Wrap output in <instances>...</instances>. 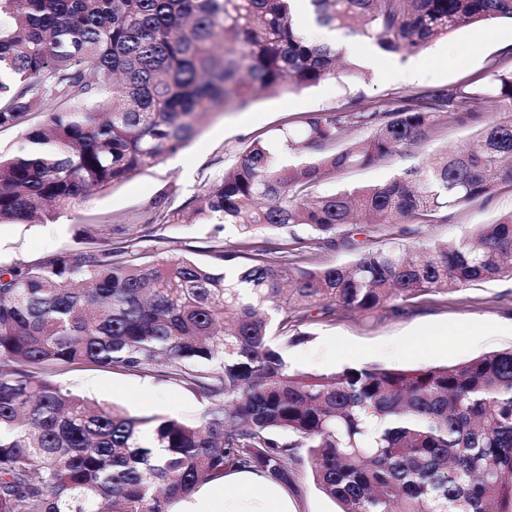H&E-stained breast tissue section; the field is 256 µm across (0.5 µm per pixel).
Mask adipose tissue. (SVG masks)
Returning a JSON list of instances; mask_svg holds the SVG:
<instances>
[{
	"mask_svg": "<svg viewBox=\"0 0 512 512\" xmlns=\"http://www.w3.org/2000/svg\"><path fill=\"white\" fill-rule=\"evenodd\" d=\"M223 490L209 488L189 501L181 512H295L288 490L263 474L252 471H234L224 477Z\"/></svg>",
	"mask_w": 512,
	"mask_h": 512,
	"instance_id": "adipose-tissue-1",
	"label": "adipose tissue"
}]
</instances>
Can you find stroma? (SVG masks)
I'll return each mask as SVG.
<instances>
[{
    "label": "stroma",
    "instance_id": "35a3bbf8",
    "mask_svg": "<svg viewBox=\"0 0 512 512\" xmlns=\"http://www.w3.org/2000/svg\"><path fill=\"white\" fill-rule=\"evenodd\" d=\"M357 76L327 80L301 91L258 98L249 108L206 117L199 135L178 152L104 191H91L79 204L58 209L49 224H0V268L34 264L59 253L80 250L87 233L118 240L137 232L150 258L211 260L216 247L241 248L231 224H159L153 203L166 197L170 209L198 207L203 185L220 176L251 141L273 137L304 112H327L349 105L365 107L386 95L438 92L464 77L489 90L493 66L512 67V22L496 20L466 26L430 47L411 53H376L359 44ZM473 123L444 124L430 141L366 168L338 174L319 186L322 194L380 183L418 166L429 154L473 137ZM512 209V191L461 209L448 223L431 227L432 238L448 241L475 224L491 222ZM308 339L289 348L293 368L331 373L353 364L361 351L367 365L417 368L457 364L512 346V280L472 286L448 295L424 294L369 316L340 311L335 321L304 325ZM52 379L100 403H117L138 415L189 418L204 408L188 385L153 372L133 374L88 364L52 369Z\"/></svg>",
    "mask_w": 512,
    "mask_h": 512
}]
</instances>
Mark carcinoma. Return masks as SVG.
<instances>
[{
	"mask_svg": "<svg viewBox=\"0 0 512 512\" xmlns=\"http://www.w3.org/2000/svg\"><path fill=\"white\" fill-rule=\"evenodd\" d=\"M298 0H0V128L63 103L0 154V223L49 224L50 205L106 190L186 146L211 112L335 79L345 52L298 26ZM320 26L413 53L463 25L512 20V0H303ZM448 92L306 112L244 147L204 204L164 223L217 221L291 234L214 263L149 260L137 237L93 234L79 253L0 269V512H172L238 470L297 486L307 449L340 512H512V347L458 364L291 367L299 328L425 292L512 280V209L440 244L426 227L512 188V68ZM478 133L378 185L331 194L336 173L394 157L446 121ZM350 127L365 134L347 139ZM306 154L301 167L278 151ZM408 224L352 261L315 251ZM280 254L270 257V252ZM167 370L207 401L194 419L93 404L48 370Z\"/></svg>",
	"mask_w": 512,
	"mask_h": 512,
	"instance_id": "cac0c4a2",
	"label": "carcinoma"
}]
</instances>
